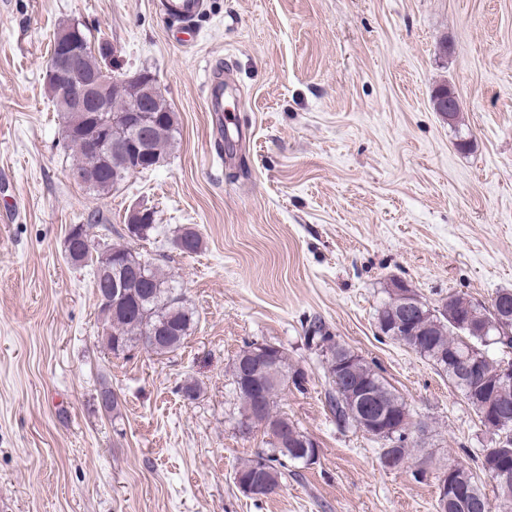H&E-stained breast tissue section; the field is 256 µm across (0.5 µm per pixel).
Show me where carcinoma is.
<instances>
[{
  "mask_svg": "<svg viewBox=\"0 0 512 512\" xmlns=\"http://www.w3.org/2000/svg\"><path fill=\"white\" fill-rule=\"evenodd\" d=\"M66 33L74 38L82 48L81 68L87 75L97 73L104 65L103 58L92 48L87 30L73 28L71 24H62L56 34ZM129 91L127 80L112 78L110 111L98 116L103 123H111L112 115L127 110ZM154 128L151 134L147 158L141 164V171H149L165 160L173 147L178 134L176 113L173 112L165 97L157 95L152 101ZM86 119H77L71 115L65 117L64 140L76 156L70 172H81L94 177V181L85 188L98 196L112 192V174L128 175V158L125 152L117 148L112 152L110 162L91 152L81 132ZM143 223L127 225L130 234L143 238L154 229V212L142 210ZM95 224L85 225V235L66 239V254L74 264L85 263L92 259L90 238ZM180 244L181 253L191 255L200 250L201 238L191 227H185L175 237ZM112 252V264L108 267L97 265L94 273V288L103 301H112L118 295L120 303L112 317L106 319L108 332L103 340L106 349L113 355L123 354L139 345L157 356H166L182 347L190 336L194 323L193 311L187 306L183 294L179 291L178 281L169 273L163 272L158 265L148 258L121 244H107ZM388 297L378 309L377 324L383 334H388L390 324L405 312L404 302L416 298L423 311H434L429 319H420L412 326L413 334L405 339L406 345L421 357L432 362L448 376V382L458 389L467 400L483 394L496 407L497 423L492 435L498 437L512 431V384L502 386L497 383L500 360L495 352L504 348L498 337H509L507 332L489 326L495 320V311L512 312V289H502L491 300L492 309H487L479 301L465 295L453 293L441 299L438 306H430L423 297L412 288H392ZM460 321H468L480 328L475 336H462L457 329ZM162 327L168 336L152 344L150 332ZM307 341L315 345L325 357L328 375L336 373V358L348 356L351 364L346 378L341 381L329 379L326 391V406L336 420V425L343 428L358 427V416L348 409L352 394L356 388H368L367 403L371 410L380 413L410 414L407 403L396 390L380 375L374 366L364 358L346 348L334 339L319 320L310 322L306 330ZM479 360V373L476 378L466 382L460 377L464 361ZM278 384L269 383V378L259 375L262 388L255 389L241 381L237 363H232V393L240 401V431L244 434L256 428L264 431L268 437L267 451L252 460L241 463L235 471L234 480L241 482L251 479L265 485V495H270L279 487L282 478L281 468L288 461L307 464V455L313 451V442L301 430L288 448L280 447L275 436L278 429L291 427L288 416L277 411L279 391L288 383H297L296 377L303 373L288 363V355L283 353L274 368ZM395 455L401 465L416 457L420 464L428 463V458L421 454V449L411 446L409 436L401 434L381 441L380 461L387 465V458ZM512 463V446L500 447L494 441L488 448L480 450L474 457V466L452 463L456 471L455 482L469 488L465 499L461 500L452 491L448 500L439 503L442 512H491V504L478 482L477 472H482L495 481L499 501L512 502V481L502 484L496 481L499 468Z\"/></svg>",
  "mask_w": 512,
  "mask_h": 512,
  "instance_id": "cac0c4a2",
  "label": "carcinoma"
}]
</instances>
